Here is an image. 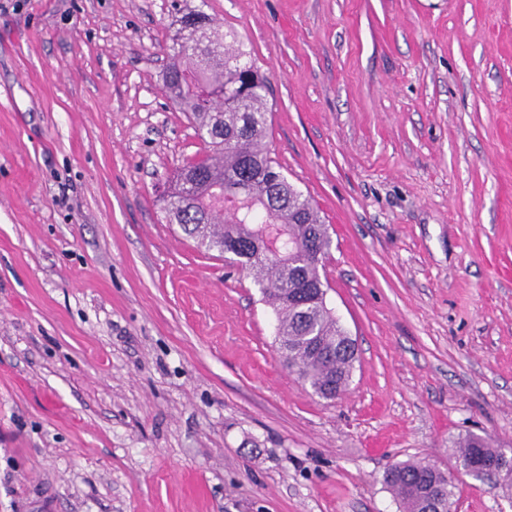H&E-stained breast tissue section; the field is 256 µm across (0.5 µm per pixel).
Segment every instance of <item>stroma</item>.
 I'll return each mask as SVG.
<instances>
[{"label": "stroma", "mask_w": 512, "mask_h": 512, "mask_svg": "<svg viewBox=\"0 0 512 512\" xmlns=\"http://www.w3.org/2000/svg\"><path fill=\"white\" fill-rule=\"evenodd\" d=\"M190 4L270 78L352 377L314 395L164 219L207 150L162 91L174 0H0V512H400L393 464L512 456V0ZM458 448V464L456 469L460 467V470H462L470 467L472 470L477 471L473 467L475 464L490 459L483 464L479 471L482 482L497 481L503 473L507 476H512L511 458H508L505 454L500 456L502 452L497 448H493L485 437L471 434L459 442Z\"/></svg>", "instance_id": "obj_1"}]
</instances>
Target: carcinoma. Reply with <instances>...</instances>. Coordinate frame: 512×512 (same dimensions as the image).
Returning <instances> with one entry per match:
<instances>
[{"label":"carcinoma","instance_id":"cac0c4a2","mask_svg":"<svg viewBox=\"0 0 512 512\" xmlns=\"http://www.w3.org/2000/svg\"><path fill=\"white\" fill-rule=\"evenodd\" d=\"M164 83L178 110L201 133L209 152L173 176L165 197L167 223L198 246L229 255L260 288L277 319L288 367L311 390L334 399L347 387L356 346L326 300L312 297L322 282L330 238L318 209L295 189L271 157L269 81L247 59L232 30L201 9L185 8ZM480 435L459 442L458 467L498 457ZM402 512H423L435 500L452 505L455 477L425 462L396 466L385 480Z\"/></svg>","mask_w":512,"mask_h":512}]
</instances>
